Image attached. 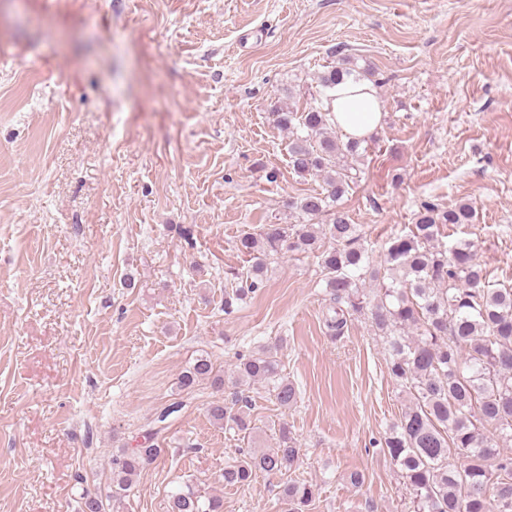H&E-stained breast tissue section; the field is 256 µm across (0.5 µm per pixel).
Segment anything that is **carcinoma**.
Segmentation results:
<instances>
[{"label":"carcinoma","instance_id":"carcinoma-1","mask_svg":"<svg viewBox=\"0 0 512 512\" xmlns=\"http://www.w3.org/2000/svg\"><path fill=\"white\" fill-rule=\"evenodd\" d=\"M350 64L343 57L320 72L322 91L345 75L375 78L371 65ZM274 115L288 129L294 172L321 180V190L288 202L309 223L265 224L239 238L240 250L255 262L236 276L240 285L225 293L224 313L261 290L270 261L286 252L315 255L328 288V335L342 336L352 319H370L389 376L410 396L380 444L400 473L411 512H512V448L500 446L512 441V288L486 284L471 241L449 247L438 242L439 226L471 223L472 207L424 204L410 230L390 242L383 268H376L357 225L338 206L356 182L361 142L342 143L321 103L300 112L281 107ZM205 380L218 390L228 382L236 388L231 401L213 402L207 413L220 428L244 435L253 427L242 388L263 385L284 408L299 398L270 350L238 355L228 377L201 355L182 373L179 388ZM161 452L151 445L122 449L112 456V494L86 490L81 508L106 512L109 500L112 512H121L127 491ZM299 462L297 438L282 423L276 447L243 455L224 467L220 479L245 486L260 473L280 475L286 478L279 493L282 512H309L317 489L292 478ZM169 512H224V502L189 487L170 495Z\"/></svg>","mask_w":512,"mask_h":512}]
</instances>
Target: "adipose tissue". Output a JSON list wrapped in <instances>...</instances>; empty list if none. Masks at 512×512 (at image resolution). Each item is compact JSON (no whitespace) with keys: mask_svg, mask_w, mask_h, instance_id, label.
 I'll use <instances>...</instances> for the list:
<instances>
[{"mask_svg":"<svg viewBox=\"0 0 512 512\" xmlns=\"http://www.w3.org/2000/svg\"><path fill=\"white\" fill-rule=\"evenodd\" d=\"M327 102L337 127L346 136L366 138L381 121L382 99L370 81L343 79L328 90Z\"/></svg>","mask_w":512,"mask_h":512,"instance_id":"1","label":"adipose tissue"}]
</instances>
